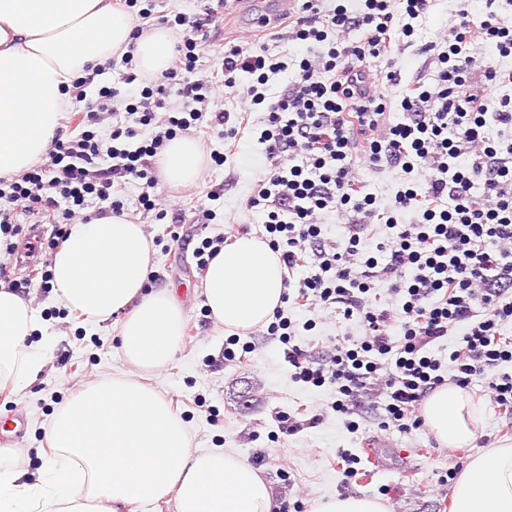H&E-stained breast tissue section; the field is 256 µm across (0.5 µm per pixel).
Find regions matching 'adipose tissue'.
<instances>
[{"label": "adipose tissue", "mask_w": 512, "mask_h": 512, "mask_svg": "<svg viewBox=\"0 0 512 512\" xmlns=\"http://www.w3.org/2000/svg\"><path fill=\"white\" fill-rule=\"evenodd\" d=\"M135 19L110 0H0V178L29 170L60 128L65 89L104 59L134 52L144 74L169 66L171 35L133 38ZM205 151L194 139L169 141L160 173L172 188L194 183ZM151 245L141 225L107 214L70 225L52 257V289L62 307L96 323L121 315L128 361L160 369L182 338L183 313L168 289L147 283ZM286 294L284 268L267 242L246 235L210 262L206 306L214 321L246 332L271 321ZM41 323L30 301L0 284V386L22 390L44 355L31 343ZM476 408L461 388L432 392L424 418L437 439L462 448L475 437ZM47 476L0 466V512H133L172 498L177 512H274L270 485L231 452L190 446L182 420L152 388L124 378L75 394L50 431ZM452 512H512V447L470 459L453 491Z\"/></svg>", "instance_id": "ef3b65f1"}]
</instances>
